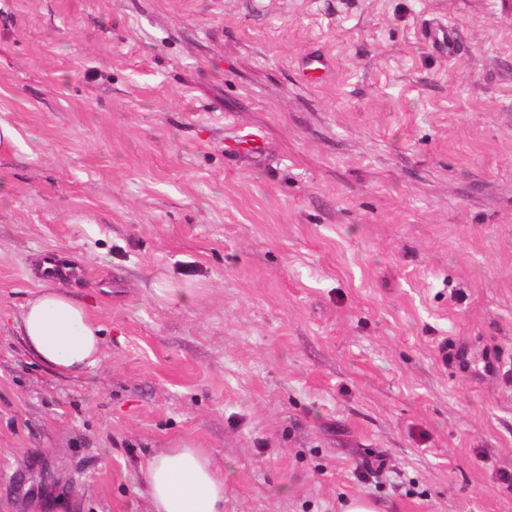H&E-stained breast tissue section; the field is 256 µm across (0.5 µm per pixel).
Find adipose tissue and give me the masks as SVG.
<instances>
[{"instance_id": "obj_1", "label": "adipose tissue", "mask_w": 512, "mask_h": 512, "mask_svg": "<svg viewBox=\"0 0 512 512\" xmlns=\"http://www.w3.org/2000/svg\"><path fill=\"white\" fill-rule=\"evenodd\" d=\"M30 355L57 373L78 375L99 361L101 328L87 306L44 285L26 301L19 322ZM153 512H224V477L199 448H169L146 465Z\"/></svg>"}]
</instances>
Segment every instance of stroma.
<instances>
[{
    "label": "stroma",
    "mask_w": 512,
    "mask_h": 512,
    "mask_svg": "<svg viewBox=\"0 0 512 512\" xmlns=\"http://www.w3.org/2000/svg\"><path fill=\"white\" fill-rule=\"evenodd\" d=\"M0 120V512H150L167 448L224 512H512L504 0H0ZM48 258L82 375L18 328ZM423 38L425 43L448 59L457 57L464 50V42L458 28L439 19L429 23Z\"/></svg>",
    "instance_id": "35a3bbf8"
}]
</instances>
